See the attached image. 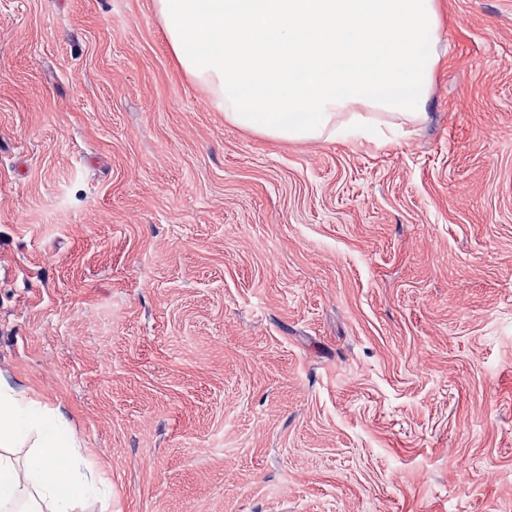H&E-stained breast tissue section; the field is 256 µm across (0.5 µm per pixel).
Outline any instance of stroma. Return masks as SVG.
<instances>
[{"mask_svg": "<svg viewBox=\"0 0 512 512\" xmlns=\"http://www.w3.org/2000/svg\"><path fill=\"white\" fill-rule=\"evenodd\" d=\"M424 119L239 128L155 0H0V376L78 512H512V0H435Z\"/></svg>", "mask_w": 512, "mask_h": 512, "instance_id": "35a3bbf8", "label": "stroma"}]
</instances>
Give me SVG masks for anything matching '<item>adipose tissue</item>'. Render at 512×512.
I'll return each mask as SVG.
<instances>
[{"mask_svg": "<svg viewBox=\"0 0 512 512\" xmlns=\"http://www.w3.org/2000/svg\"><path fill=\"white\" fill-rule=\"evenodd\" d=\"M155 2L175 58L233 125L303 142L361 136L369 107L423 117L435 0ZM93 486L67 417L0 377V507L76 512Z\"/></svg>", "mask_w": 512, "mask_h": 512, "instance_id": "obj_1", "label": "adipose tissue"}]
</instances>
